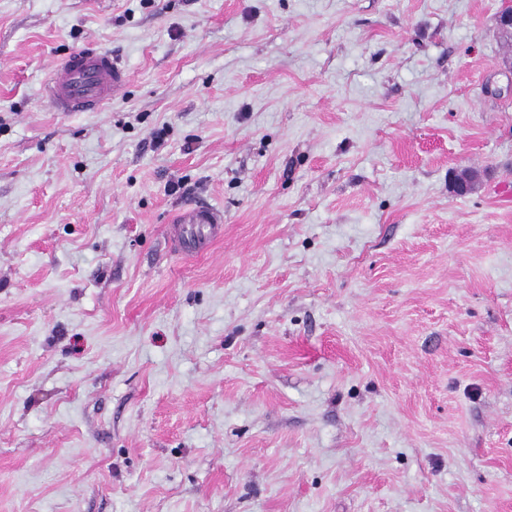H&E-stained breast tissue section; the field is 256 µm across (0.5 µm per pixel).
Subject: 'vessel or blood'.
Segmentation results:
<instances>
[{"instance_id":"vessel-or-blood-1","label":"vessel or blood","mask_w":512,"mask_h":512,"mask_svg":"<svg viewBox=\"0 0 512 512\" xmlns=\"http://www.w3.org/2000/svg\"><path fill=\"white\" fill-rule=\"evenodd\" d=\"M127 81L123 68L104 51H75L51 71L43 96L56 112H96ZM224 236V215L220 211L192 205L175 218L170 242L182 254L195 257Z\"/></svg>"}]
</instances>
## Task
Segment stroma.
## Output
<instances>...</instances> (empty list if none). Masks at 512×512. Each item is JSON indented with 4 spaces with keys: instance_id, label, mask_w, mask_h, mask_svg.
I'll use <instances>...</instances> for the list:
<instances>
[{
    "instance_id": "1",
    "label": "stroma",
    "mask_w": 512,
    "mask_h": 512,
    "mask_svg": "<svg viewBox=\"0 0 512 512\" xmlns=\"http://www.w3.org/2000/svg\"><path fill=\"white\" fill-rule=\"evenodd\" d=\"M504 5L0 0V512H512ZM126 73L104 51H73L51 71L43 97L55 112H97L124 89ZM479 180V172L474 169H464L451 175L449 191L454 197L470 195ZM173 223L171 245L185 256H198L224 237V215L210 207L189 206Z\"/></svg>"
}]
</instances>
